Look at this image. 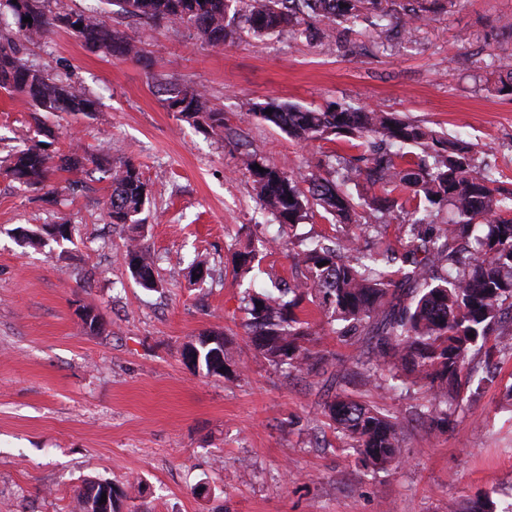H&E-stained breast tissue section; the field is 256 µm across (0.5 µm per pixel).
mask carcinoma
Listing matches in <instances>:
<instances>
[{
  "label": "carcinoma",
  "instance_id": "obj_1",
  "mask_svg": "<svg viewBox=\"0 0 512 512\" xmlns=\"http://www.w3.org/2000/svg\"><path fill=\"white\" fill-rule=\"evenodd\" d=\"M121 12L153 24L167 23L196 31L211 45H231L240 30L227 20L228 11L244 17L255 35L291 31L305 36L309 21L328 25L371 14L373 25H395L409 34L415 24L443 8L442 0H107ZM61 0H0V89L26 96L37 112L90 115L99 102L82 86L58 72L27 64L19 40L41 42L57 28L68 30L88 51L139 61L141 49L95 14L64 10ZM31 21L25 22L23 18ZM164 102L178 119L205 132L224 134V112L210 105L200 87L162 85ZM268 115L259 116L303 144L342 137L359 151L356 156L335 152L325 173H290L246 153L245 169L253 178L263 210L280 224H302L322 209L336 222L332 243L302 242L295 253L301 269L294 283L274 294L244 291L246 341L277 368L300 372L310 358L304 346L315 335L304 303L315 305L324 323L339 336H367L378 369L403 385L426 388L424 415L430 428L441 430L462 400L471 378H493L496 346L488 336H512V191L498 186L496 172L478 161L472 147L440 137L413 120L399 119L376 109L356 110L336 104L324 110L302 109L270 101ZM422 151L413 160L394 146ZM112 148L83 147L53 154L36 144L9 154L4 171L41 192L38 199L57 203L48 188L57 171L87 174L98 170L112 186L107 223L126 228L124 260L131 276L146 289L158 287L155 258L137 236L139 218L149 197L139 169L130 161L115 163ZM264 171H259V168ZM365 182L381 195L363 200L381 212L411 216L404 252L376 247L366 252L361 236L349 232L357 207L348 185ZM258 250L247 242L234 252V265L251 272ZM324 266H319V263ZM84 330L99 333L96 310L82 307ZM474 337H469V334ZM201 369L209 370L211 355L221 348L224 364L231 362L228 341L210 330L194 339ZM485 347L484 360L470 364L469 352ZM330 418L351 442L365 466L385 470L403 462L397 418L376 405L336 394L328 404ZM108 494L114 509L112 483L94 477L77 494L80 512H100Z\"/></svg>",
  "mask_w": 512,
  "mask_h": 512
}]
</instances>
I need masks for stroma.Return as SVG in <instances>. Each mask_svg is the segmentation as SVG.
Masks as SVG:
<instances>
[{
    "mask_svg": "<svg viewBox=\"0 0 512 512\" xmlns=\"http://www.w3.org/2000/svg\"><path fill=\"white\" fill-rule=\"evenodd\" d=\"M93 10L140 47L136 62L83 48L56 29L22 43L25 61L69 73L99 98L92 116L32 118L27 97L0 91V158L23 145L51 151L112 148L113 161L139 168L149 190L144 241L159 254L162 290L142 288L122 257L124 236L104 219L111 192L103 173L74 183L56 172L62 200L47 211L35 192L0 172V512H79L85 479L110 481L118 512H448L489 500L512 512V350L497 353L493 380L470 386L444 431L420 416L422 389L386 391L365 369L361 338L317 325L308 343L312 373L270 365L245 342L244 287L291 280L295 236L330 235L314 215L280 227L260 207L244 150L289 171L346 152L340 141L297 144L249 115L269 100L311 110L370 107L419 121L473 144L512 189V95L494 91L512 71L497 55L512 37V0H447L410 37L367 20L311 38L286 32L210 46L194 30L153 25L116 12L107 0H64ZM202 86L224 113L223 137L177 121L157 81ZM64 219L70 240L23 245L16 227ZM275 241L259 268L235 279L232 254L244 234ZM212 268L200 278L193 259ZM105 329H82L81 306ZM232 341L235 362L208 377L183 360L184 345L211 330ZM398 418L400 466L364 468L329 419L336 393Z\"/></svg>",
    "mask_w": 512,
    "mask_h": 512,
    "instance_id": "obj_1",
    "label": "stroma"
}]
</instances>
